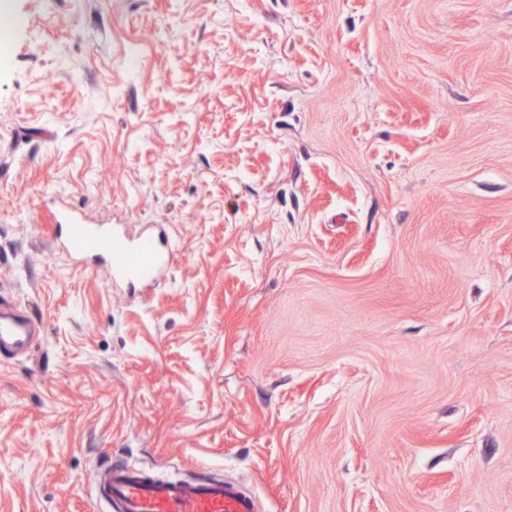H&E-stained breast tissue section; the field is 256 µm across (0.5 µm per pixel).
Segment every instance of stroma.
I'll list each match as a JSON object with an SVG mask.
<instances>
[{
	"label": "stroma",
	"mask_w": 512,
	"mask_h": 512,
	"mask_svg": "<svg viewBox=\"0 0 512 512\" xmlns=\"http://www.w3.org/2000/svg\"><path fill=\"white\" fill-rule=\"evenodd\" d=\"M0 512L114 464L263 512H512V0H8ZM164 224L155 288L46 198ZM42 332L38 321L18 312L8 303H0V352H24Z\"/></svg>",
	"instance_id": "1"
}]
</instances>
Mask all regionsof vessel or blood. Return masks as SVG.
<instances>
[{"instance_id": "obj_1", "label": "vessel or blood", "mask_w": 512, "mask_h": 512, "mask_svg": "<svg viewBox=\"0 0 512 512\" xmlns=\"http://www.w3.org/2000/svg\"><path fill=\"white\" fill-rule=\"evenodd\" d=\"M49 216L63 248L103 262L116 285L155 287L174 263L165 227L133 236L122 225L87 223L66 201L54 202ZM41 331L38 321L0 303V352L30 349ZM104 500L115 512H259L255 496L227 481L171 479L123 464L107 469Z\"/></svg>"}]
</instances>
